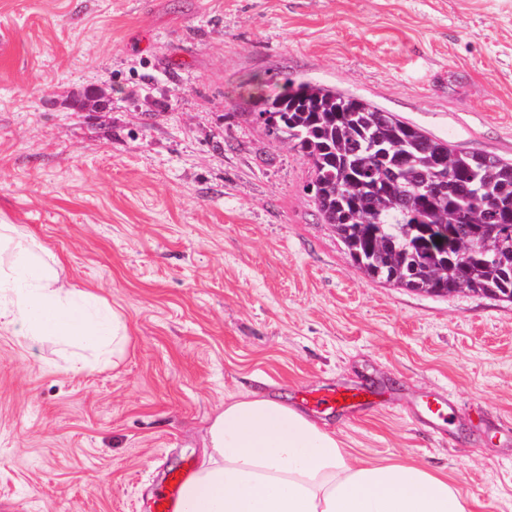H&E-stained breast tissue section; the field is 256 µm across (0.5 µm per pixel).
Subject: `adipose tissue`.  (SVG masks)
<instances>
[{"mask_svg": "<svg viewBox=\"0 0 512 512\" xmlns=\"http://www.w3.org/2000/svg\"><path fill=\"white\" fill-rule=\"evenodd\" d=\"M0 225V330L79 342L102 358L128 340L107 302L59 283L54 269ZM209 456L175 512H472L445 474L355 457L335 430L294 406L252 394L226 401L208 431Z\"/></svg>", "mask_w": 512, "mask_h": 512, "instance_id": "1", "label": "adipose tissue"}]
</instances>
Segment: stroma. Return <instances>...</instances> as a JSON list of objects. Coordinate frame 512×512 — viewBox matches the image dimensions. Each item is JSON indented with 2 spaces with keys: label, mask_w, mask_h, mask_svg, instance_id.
Returning <instances> with one entry per match:
<instances>
[{
  "label": "stroma",
  "mask_w": 512,
  "mask_h": 512,
  "mask_svg": "<svg viewBox=\"0 0 512 512\" xmlns=\"http://www.w3.org/2000/svg\"><path fill=\"white\" fill-rule=\"evenodd\" d=\"M288 78L512 159V0H0V224L129 331L103 361L0 331V512H152L253 393L512 512V303L356 268L252 111Z\"/></svg>",
  "instance_id": "obj_1"
}]
</instances>
